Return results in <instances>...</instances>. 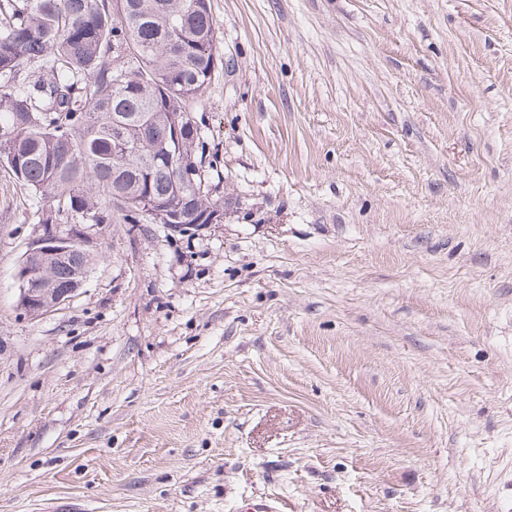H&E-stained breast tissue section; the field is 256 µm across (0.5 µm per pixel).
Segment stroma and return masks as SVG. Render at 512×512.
<instances>
[{"label": "stroma", "instance_id": "stroma-1", "mask_svg": "<svg viewBox=\"0 0 512 512\" xmlns=\"http://www.w3.org/2000/svg\"><path fill=\"white\" fill-rule=\"evenodd\" d=\"M223 223L113 210L41 317L0 165V512H512V0H211Z\"/></svg>", "mask_w": 512, "mask_h": 512}]
</instances>
